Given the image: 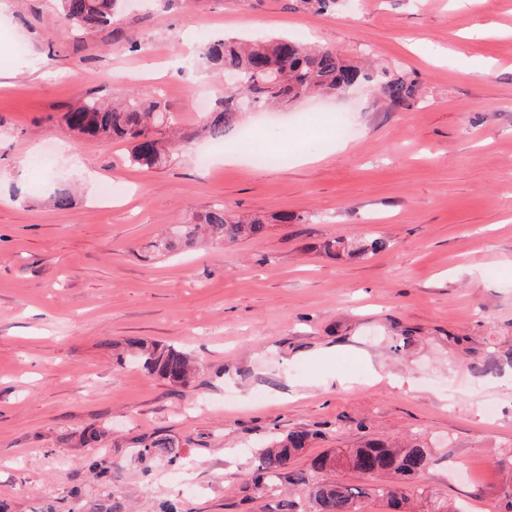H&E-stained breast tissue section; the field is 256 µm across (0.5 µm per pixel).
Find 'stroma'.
<instances>
[{
  "instance_id": "1",
  "label": "stroma",
  "mask_w": 512,
  "mask_h": 512,
  "mask_svg": "<svg viewBox=\"0 0 512 512\" xmlns=\"http://www.w3.org/2000/svg\"><path fill=\"white\" fill-rule=\"evenodd\" d=\"M56 0H0V512H282L252 479L273 437L315 429L291 462L309 482L371 487L312 457L369 439L426 437L421 486L467 512L512 498V0H124L111 27L76 33ZM417 79L423 101L389 108L363 84L287 112H251L255 166L202 139L164 166L73 133L78 95L140 89L186 127L224 96L198 63L205 37L295 36ZM346 113L355 135L330 126ZM127 186L105 203L107 182ZM69 208L53 204L57 190ZM300 223L150 260L145 246L213 201ZM386 240L365 258L327 241ZM191 353L175 391L113 342ZM496 360L498 368L482 373ZM103 430L95 448L80 444ZM167 437L179 458L140 461ZM100 457L108 474L90 466Z\"/></svg>"
}]
</instances>
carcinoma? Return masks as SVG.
<instances>
[{
    "label": "carcinoma",
    "instance_id": "carcinoma-1",
    "mask_svg": "<svg viewBox=\"0 0 512 512\" xmlns=\"http://www.w3.org/2000/svg\"><path fill=\"white\" fill-rule=\"evenodd\" d=\"M59 2L61 21L76 29L93 30L112 25L117 0ZM202 62L212 71L234 74L238 92L224 97L213 111L204 113L201 124L180 131L174 139L160 135V128L169 122L166 106L148 99L145 93L132 95L122 106L86 97L71 106L63 120L71 130L85 137L129 144L130 163L151 168L168 161L177 140L185 144L200 136L213 140L224 138L244 115L239 108L243 98L251 99L257 108H286L311 94L336 95L351 84L366 82L377 85L392 108L409 109L422 102V88L416 79L387 69L362 68L331 46L311 48L289 39H262L244 44L222 37L206 44ZM267 226L268 222L261 217L233 215L224 202L216 201L197 217V222L173 225L163 236L150 242L146 250L161 255L194 249L204 242L223 246L245 237L258 238ZM326 247L331 252L364 257L386 249L387 242L375 238L359 246H345L339 240H332ZM126 352L135 355L144 371L167 380L176 389L187 386L199 372L194 358L174 346L128 338L123 342V351L116 356L117 364H123ZM316 436V432L302 429L272 439L257 457L254 481L271 494L278 493L284 482H305V476L288 467L292 458ZM175 448L170 439L157 437L142 442L140 455L172 460L178 456ZM432 462L430 449L420 439L408 443L370 440L334 456H316L311 459L310 468L323 472L346 467L362 475L375 472L382 482L375 485L373 493L401 510L409 503L406 493L409 483L416 481ZM363 494L361 488L340 482L313 483L306 491L308 512H358L357 499Z\"/></svg>",
    "mask_w": 512,
    "mask_h": 512
}]
</instances>
